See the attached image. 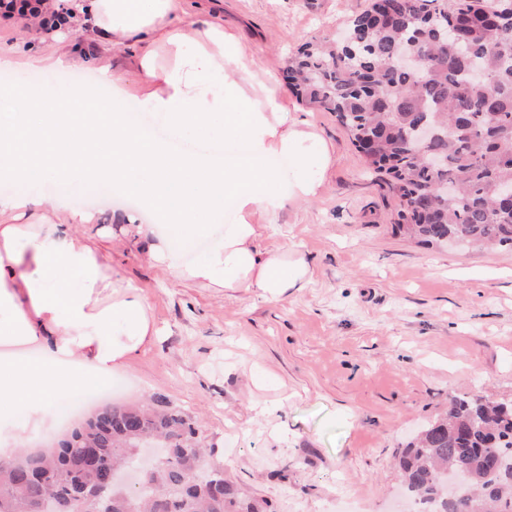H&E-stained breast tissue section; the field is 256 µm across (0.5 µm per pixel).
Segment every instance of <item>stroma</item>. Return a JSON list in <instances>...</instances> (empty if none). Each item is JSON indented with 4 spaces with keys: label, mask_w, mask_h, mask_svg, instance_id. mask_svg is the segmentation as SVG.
Wrapping results in <instances>:
<instances>
[{
    "label": "stroma",
    "mask_w": 512,
    "mask_h": 512,
    "mask_svg": "<svg viewBox=\"0 0 512 512\" xmlns=\"http://www.w3.org/2000/svg\"><path fill=\"white\" fill-rule=\"evenodd\" d=\"M372 0H179L188 16L234 27L289 112L332 145L319 199L285 206L260 239L297 245L310 280L271 300L162 273L117 216L131 209L77 181L0 180V196L94 210L83 230L114 276L141 289L159 339L116 374L120 399L161 394L198 416L226 478L276 512H397L396 459L452 398L512 402V252L423 245L395 226L397 199L367 171L333 113L302 103L285 78L303 44L335 39ZM50 32L0 20V82L94 85L99 67L131 80L133 47L100 45L88 67L23 66L55 52Z\"/></svg>",
    "instance_id": "obj_1"
}]
</instances>
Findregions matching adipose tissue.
I'll list each match as a JSON object with an SVG mask.
<instances>
[{"label": "adipose tissue", "instance_id": "adipose-tissue-1", "mask_svg": "<svg viewBox=\"0 0 512 512\" xmlns=\"http://www.w3.org/2000/svg\"><path fill=\"white\" fill-rule=\"evenodd\" d=\"M90 40L139 45L133 84L33 87L0 84V102L31 119L0 121V179H77L134 194L152 221L136 230L155 239L150 261L165 273L212 288L277 299L304 287L309 267L293 248L259 246L264 224L296 201L319 198L332 146L280 103L278 84L257 69L235 29L178 16V0H76ZM137 99L164 125L162 139L134 123L124 102ZM199 133L213 142H242L246 159L182 152L176 140ZM237 221L213 238L225 201ZM36 197H0V344L33 345V359L0 361V424L14 427L0 452L23 447L19 409L63 403L75 388L101 387L159 335L145 298L112 267L80 225L91 214L59 222L18 218ZM264 224H256V216ZM211 247L193 262L197 240Z\"/></svg>", "mask_w": 512, "mask_h": 512}]
</instances>
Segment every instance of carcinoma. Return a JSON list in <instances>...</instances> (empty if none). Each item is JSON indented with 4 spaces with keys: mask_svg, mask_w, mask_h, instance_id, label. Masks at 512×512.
I'll list each match as a JSON object with an SVG mask.
<instances>
[{
    "mask_svg": "<svg viewBox=\"0 0 512 512\" xmlns=\"http://www.w3.org/2000/svg\"><path fill=\"white\" fill-rule=\"evenodd\" d=\"M422 55L418 74L399 58ZM305 104L332 112L399 199L396 226L423 244L446 238L512 250V205L495 189L512 186V0H374L338 42H314L288 62ZM425 122L435 136L418 146ZM192 416L158 395L140 405L105 403L47 452L0 456V512H61L60 504L121 467L143 437L165 439V461L144 476L139 512H266L211 463L210 481ZM502 468L490 469L492 453ZM398 466L407 495L428 512H512V404L479 395L454 398L448 412L410 439ZM460 471L464 499L443 493L444 473ZM113 486L95 512H130Z\"/></svg>",
    "mask_w": 512,
    "mask_h": 512,
    "instance_id": "cac0c4a2",
    "label": "carcinoma"
}]
</instances>
